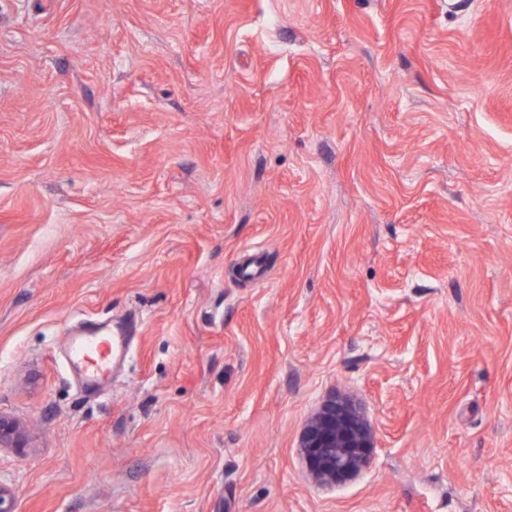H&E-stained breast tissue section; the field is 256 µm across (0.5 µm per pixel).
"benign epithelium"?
<instances>
[{"instance_id": "obj_1", "label": "benign epithelium", "mask_w": 512, "mask_h": 512, "mask_svg": "<svg viewBox=\"0 0 512 512\" xmlns=\"http://www.w3.org/2000/svg\"><path fill=\"white\" fill-rule=\"evenodd\" d=\"M21 432L0 416V447L17 448ZM373 430L356 402L331 396L307 423L299 437V453L311 478L319 485L344 484L365 468L371 458Z\"/></svg>"}]
</instances>
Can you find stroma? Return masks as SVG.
<instances>
[{"instance_id":"35a3bbf8","label":"stroma","mask_w":512,"mask_h":512,"mask_svg":"<svg viewBox=\"0 0 512 512\" xmlns=\"http://www.w3.org/2000/svg\"><path fill=\"white\" fill-rule=\"evenodd\" d=\"M0 415L15 512H512V0H0ZM70 356L84 370L89 382L107 379L115 360L126 350L124 336H87L83 333L65 336ZM298 447L311 478L336 486L357 477L368 464L373 430L354 400L334 394L304 427Z\"/></svg>"}]
</instances>
